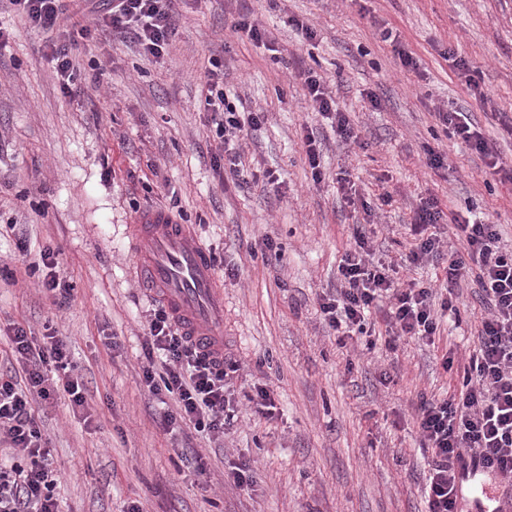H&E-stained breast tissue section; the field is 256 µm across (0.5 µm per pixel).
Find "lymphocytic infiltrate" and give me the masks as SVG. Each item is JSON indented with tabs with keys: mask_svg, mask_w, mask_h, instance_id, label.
I'll use <instances>...</instances> for the list:
<instances>
[{
	"mask_svg": "<svg viewBox=\"0 0 512 512\" xmlns=\"http://www.w3.org/2000/svg\"><path fill=\"white\" fill-rule=\"evenodd\" d=\"M29 28L49 33L60 28L89 35L91 27L110 28L113 35L136 42L143 55L161 57L174 30V0H84L93 20L84 26L64 0H8ZM309 105L346 141L357 134L347 112L341 110L323 79L313 72L302 75ZM203 110L208 114L224 172L231 178L244 174L239 138L244 128H260L264 113H250L240 122L224 92V74L205 75ZM440 122L466 142L489 170L512 181L494 144L461 112L439 113ZM441 213L434 200L420 202L412 224L411 263L447 258L445 280L456 283L465 264L477 269L476 282L484 312L477 343L463 369L459 397L422 399L416 423L424 448L430 449L424 496L426 512H458L459 481L470 468H481L512 480V251L503 250L497 225L487 220L460 217L454 225L461 251L450 250L439 231ZM351 246L338 264L340 286L319 297L320 313L339 344L354 334H365L368 319L380 299H387L392 338L432 341L441 319L455 311L453 295L415 282L400 283L385 262L374 260L371 232L366 225L352 228ZM11 353L21 365L24 381L0 370V444L12 452V462L0 464V512H62L55 494L57 474L49 461V441L36 420L32 403L48 401L57 392L68 394L74 407H85L86 387L75 372L66 342L48 335L35 340L21 325L9 337ZM141 382L155 396L171 395L175 410H163L161 424L183 422L205 439L223 436L237 419L241 403L265 418H274V393L255 385L243 397L230 391L237 362L220 354L201 352L190 337L181 335L165 307L154 310L144 338Z\"/></svg>",
	"mask_w": 512,
	"mask_h": 512,
	"instance_id": "lymphocytic-infiltrate-1",
	"label": "lymphocytic infiltrate"
}]
</instances>
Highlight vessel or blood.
<instances>
[{
	"label": "vessel or blood",
	"instance_id": "vessel-or-blood-1",
	"mask_svg": "<svg viewBox=\"0 0 512 512\" xmlns=\"http://www.w3.org/2000/svg\"><path fill=\"white\" fill-rule=\"evenodd\" d=\"M133 278L162 302L181 331L204 352L224 342V290L213 256L192 234L160 210L140 213L128 232Z\"/></svg>",
	"mask_w": 512,
	"mask_h": 512
}]
</instances>
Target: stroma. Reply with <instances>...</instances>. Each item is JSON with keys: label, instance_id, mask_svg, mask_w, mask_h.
I'll use <instances>...</instances> for the list:
<instances>
[{"label": "stroma", "instance_id": "stroma-1", "mask_svg": "<svg viewBox=\"0 0 512 512\" xmlns=\"http://www.w3.org/2000/svg\"><path fill=\"white\" fill-rule=\"evenodd\" d=\"M170 47L148 58L138 46L94 30L72 54L75 94H65L47 36L11 13L0 47V328L64 338L88 392L77 413L65 392L33 404L59 470L65 512H425L430 450L414 420L420 396L456 395V373L477 343L483 306L473 277L455 285L458 315L433 343L389 345L384 309L366 335L341 347L318 298L339 285L337 266L352 227L371 225L377 258L394 277L443 280L442 263H409L420 200L436 199L442 221L457 214L499 224L512 250V182L490 175L480 156L442 126L464 112L512 164V0H176ZM277 39L268 50L237 32L241 17ZM315 30L305 40L293 27ZM412 52L402 67L384 32ZM464 57L471 74L447 58ZM239 119L261 111L247 156L276 171L279 191L240 183L215 163L200 78L212 65ZM322 77L358 133L340 139L310 107L301 72ZM316 130L321 182H313L303 136ZM445 152L427 167L425 147ZM354 183L347 203L341 179ZM162 209L221 256L224 353L239 361L234 385L274 391L276 416H244L223 441L158 423L160 406L139 381L143 336L156 302L136 288L126 252L137 209ZM276 253L258 254L264 237ZM29 254L14 255L18 239ZM58 250L74 290L65 307L38 288L31 266ZM451 357L455 371L442 367ZM208 458L206 474L183 468L182 446ZM251 461L255 490L224 477Z\"/></svg>", "mask_w": 512, "mask_h": 512}]
</instances>
